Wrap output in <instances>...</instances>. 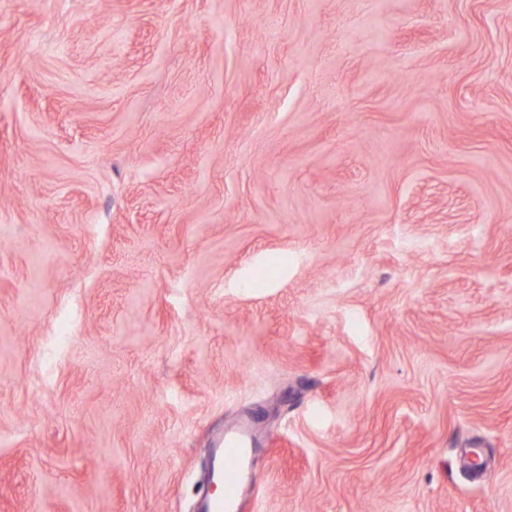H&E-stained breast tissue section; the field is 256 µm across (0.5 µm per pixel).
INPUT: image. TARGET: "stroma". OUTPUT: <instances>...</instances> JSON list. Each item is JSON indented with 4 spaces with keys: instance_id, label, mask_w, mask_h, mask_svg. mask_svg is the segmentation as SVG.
I'll return each instance as SVG.
<instances>
[{
    "instance_id": "1",
    "label": "stroma",
    "mask_w": 512,
    "mask_h": 512,
    "mask_svg": "<svg viewBox=\"0 0 512 512\" xmlns=\"http://www.w3.org/2000/svg\"><path fill=\"white\" fill-rule=\"evenodd\" d=\"M243 422L240 512H512V0H0V512Z\"/></svg>"
}]
</instances>
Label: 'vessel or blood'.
Segmentation results:
<instances>
[{
	"mask_svg": "<svg viewBox=\"0 0 512 512\" xmlns=\"http://www.w3.org/2000/svg\"><path fill=\"white\" fill-rule=\"evenodd\" d=\"M248 450V435L243 428L225 433L223 440L214 448V478L222 484L224 494L211 502L210 512H238V491Z\"/></svg>",
	"mask_w": 512,
	"mask_h": 512,
	"instance_id": "vessel-or-blood-1",
	"label": "vessel or blood"
}]
</instances>
